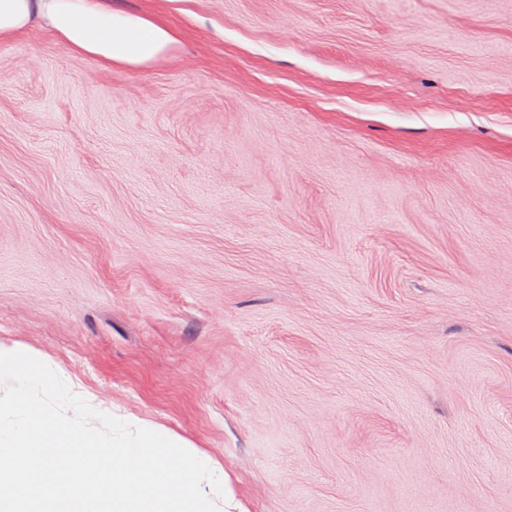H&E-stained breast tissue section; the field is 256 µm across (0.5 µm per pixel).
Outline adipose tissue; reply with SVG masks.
I'll use <instances>...</instances> for the list:
<instances>
[{
  "instance_id": "ef3b65f1",
  "label": "adipose tissue",
  "mask_w": 512,
  "mask_h": 512,
  "mask_svg": "<svg viewBox=\"0 0 512 512\" xmlns=\"http://www.w3.org/2000/svg\"><path fill=\"white\" fill-rule=\"evenodd\" d=\"M42 24L72 53L103 67L147 69L172 58L176 30L112 0H0V42Z\"/></svg>"
}]
</instances>
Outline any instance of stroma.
I'll return each instance as SVG.
<instances>
[{
	"instance_id": "35a3bbf8",
	"label": "stroma",
	"mask_w": 512,
	"mask_h": 512,
	"mask_svg": "<svg viewBox=\"0 0 512 512\" xmlns=\"http://www.w3.org/2000/svg\"><path fill=\"white\" fill-rule=\"evenodd\" d=\"M0 44V344L247 512H512V0H115ZM41 23L72 53L103 67L147 69L172 58L178 32L112 0H0V42Z\"/></svg>"
}]
</instances>
